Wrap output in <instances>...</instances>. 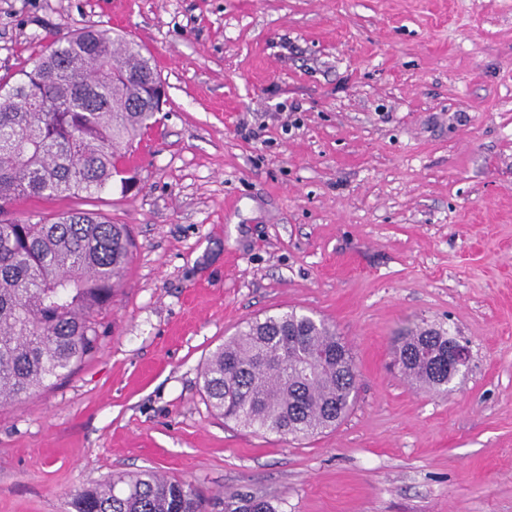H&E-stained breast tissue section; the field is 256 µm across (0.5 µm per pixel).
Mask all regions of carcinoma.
Here are the masks:
<instances>
[{
    "label": "carcinoma",
    "instance_id": "obj_1",
    "mask_svg": "<svg viewBox=\"0 0 512 512\" xmlns=\"http://www.w3.org/2000/svg\"><path fill=\"white\" fill-rule=\"evenodd\" d=\"M162 82L140 46L108 29L56 42L16 78H0V405L21 402L72 374L100 346L96 316L124 286L127 226L74 210L37 222L2 215L23 196L94 195L118 183L123 159L156 122ZM448 329L401 337L395 364L411 381L448 390ZM224 420L295 440L340 424L359 371L329 323L294 310L245 322L201 370ZM231 512H275L233 494ZM193 484L144 470L73 494L75 512H208Z\"/></svg>",
    "mask_w": 512,
    "mask_h": 512
}]
</instances>
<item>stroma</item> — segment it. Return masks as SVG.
I'll return each instance as SVG.
<instances>
[{
    "instance_id": "obj_1",
    "label": "stroma",
    "mask_w": 512,
    "mask_h": 512,
    "mask_svg": "<svg viewBox=\"0 0 512 512\" xmlns=\"http://www.w3.org/2000/svg\"><path fill=\"white\" fill-rule=\"evenodd\" d=\"M81 28L140 45L169 100L93 197L28 196L127 225L98 352L0 406V512L155 470L224 512H512V0H0V77ZM335 325L348 417L294 441L225 423L200 372L248 319ZM471 346L445 394L394 367L397 333Z\"/></svg>"
}]
</instances>
